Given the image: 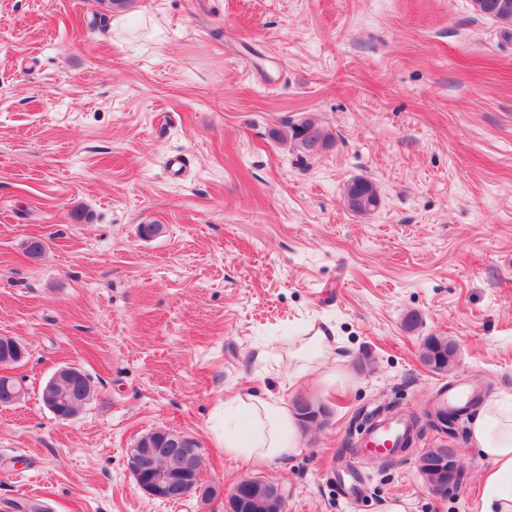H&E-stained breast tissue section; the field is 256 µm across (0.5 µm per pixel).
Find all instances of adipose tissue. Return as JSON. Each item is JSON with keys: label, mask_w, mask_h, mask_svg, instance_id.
Returning a JSON list of instances; mask_svg holds the SVG:
<instances>
[{"label": "adipose tissue", "mask_w": 512, "mask_h": 512, "mask_svg": "<svg viewBox=\"0 0 512 512\" xmlns=\"http://www.w3.org/2000/svg\"><path fill=\"white\" fill-rule=\"evenodd\" d=\"M335 346L330 327H311L294 355L293 377L319 371L332 359ZM470 439L486 464L479 512H512V403L497 398L485 401L470 424ZM299 440L296 414L275 395L247 391L224 406L228 456L284 459L297 453Z\"/></svg>", "instance_id": "obj_1"}]
</instances>
